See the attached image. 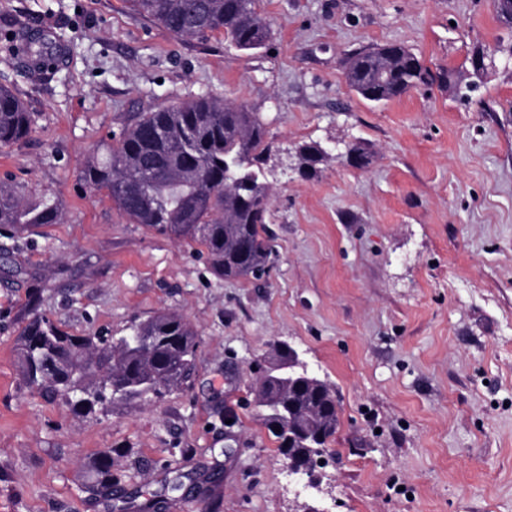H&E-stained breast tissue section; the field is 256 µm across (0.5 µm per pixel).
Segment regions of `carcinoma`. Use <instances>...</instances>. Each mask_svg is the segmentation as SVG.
<instances>
[{"label":"carcinoma","instance_id":"obj_1","mask_svg":"<svg viewBox=\"0 0 512 512\" xmlns=\"http://www.w3.org/2000/svg\"><path fill=\"white\" fill-rule=\"evenodd\" d=\"M134 13L180 39L222 32L238 50L253 52L266 44L272 29L260 0H125ZM34 29L19 26L0 38L20 57H41L51 49L33 38ZM346 82L366 101L381 103L431 80L418 57L390 43L354 54L347 61ZM33 114L9 87L0 85V146L27 141ZM266 128L243 104L199 95L175 106L141 113L104 153H94L81 170L83 185L104 191L133 224L157 234L204 246L213 272L220 277L259 279L271 265L273 246L267 235L270 187L262 167ZM323 160L319 147H299L301 168L308 172ZM63 210L47 194H28L20 184L0 183V224L17 232L32 224H59ZM27 323L16 341L29 386L64 397L76 413L103 401H147L161 390L187 384L194 367L197 333L178 313L159 312L131 328L143 338L141 348L126 337L75 336L57 326L39 303L28 300ZM276 364L257 382L256 403L265 414H280L283 428L271 431L277 448L303 453L311 441L288 437V424L320 437L326 446L339 425V403L331 387L306 374L291 384L282 366L288 346L276 347ZM93 495L121 488L112 475V453L93 459Z\"/></svg>","mask_w":512,"mask_h":512}]
</instances>
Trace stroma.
<instances>
[{
  "label": "stroma",
  "instance_id": "1",
  "mask_svg": "<svg viewBox=\"0 0 512 512\" xmlns=\"http://www.w3.org/2000/svg\"><path fill=\"white\" fill-rule=\"evenodd\" d=\"M272 25L247 54L182 40L124 0H0V27L38 29L50 74L0 47V85L35 119L0 148V178L62 204L63 221L0 234V512H512V28L494 0H262ZM400 43L434 76L384 104L344 75ZM489 53L461 98L474 47ZM212 94L267 135L260 280L213 274L204 247L160 236L85 188V158L139 113ZM324 160L309 176L296 150ZM370 155L350 165L348 148ZM60 328L128 335L166 310L198 334L190 383L74 414L23 379L16 340L31 291ZM293 346L339 400L332 458L295 481L254 405V366ZM234 414L225 426V414ZM112 455L133 496L91 495Z\"/></svg>",
  "mask_w": 512,
  "mask_h": 512
}]
</instances>
